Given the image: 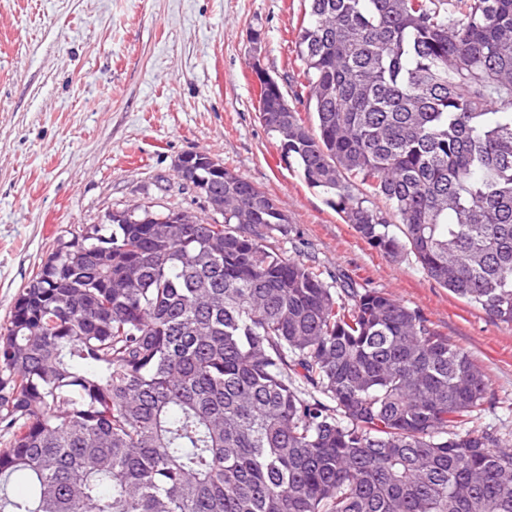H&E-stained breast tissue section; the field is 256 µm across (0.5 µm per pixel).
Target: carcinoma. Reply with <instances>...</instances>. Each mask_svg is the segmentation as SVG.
<instances>
[{
    "mask_svg": "<svg viewBox=\"0 0 512 512\" xmlns=\"http://www.w3.org/2000/svg\"><path fill=\"white\" fill-rule=\"evenodd\" d=\"M306 2L295 103L259 95L284 161L373 248L512 326V0ZM200 174L222 223L108 218L18 294L0 480L28 493L0 512H512V432L466 427L488 401L471 355L286 257L271 195Z\"/></svg>",
    "mask_w": 512,
    "mask_h": 512,
    "instance_id": "carcinoma-1",
    "label": "carcinoma"
}]
</instances>
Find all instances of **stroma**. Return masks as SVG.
I'll list each match as a JSON object with an SVG mask.
<instances>
[{
    "label": "stroma",
    "mask_w": 512,
    "mask_h": 512,
    "mask_svg": "<svg viewBox=\"0 0 512 512\" xmlns=\"http://www.w3.org/2000/svg\"><path fill=\"white\" fill-rule=\"evenodd\" d=\"M304 0H0V333L58 237L135 203L208 216L178 179L205 151L288 215L287 257L419 308L483 367L477 424L512 430V326L395 261L280 159L253 63L294 91ZM261 36L253 46L252 33Z\"/></svg>",
    "instance_id": "stroma-1"
}]
</instances>
